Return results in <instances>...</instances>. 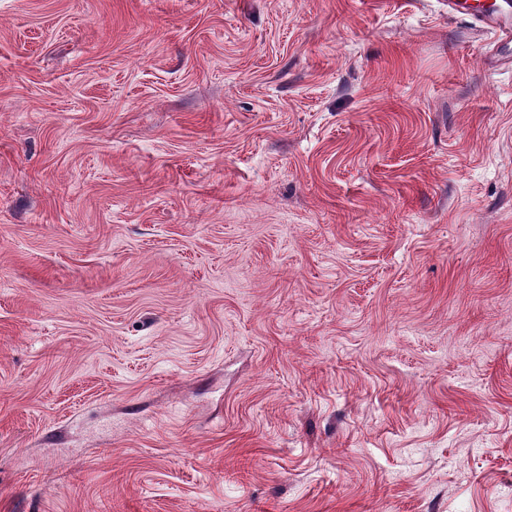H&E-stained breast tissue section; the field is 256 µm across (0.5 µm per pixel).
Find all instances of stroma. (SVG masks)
<instances>
[{
  "label": "stroma",
  "instance_id": "1",
  "mask_svg": "<svg viewBox=\"0 0 512 512\" xmlns=\"http://www.w3.org/2000/svg\"><path fill=\"white\" fill-rule=\"evenodd\" d=\"M441 0H0V512H512V71Z\"/></svg>",
  "mask_w": 512,
  "mask_h": 512
}]
</instances>
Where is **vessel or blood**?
Here are the masks:
<instances>
[{"label": "vessel or blood", "mask_w": 512, "mask_h": 512, "mask_svg": "<svg viewBox=\"0 0 512 512\" xmlns=\"http://www.w3.org/2000/svg\"><path fill=\"white\" fill-rule=\"evenodd\" d=\"M448 11L472 18L490 30L494 37L493 54L512 67V8L506 0H446Z\"/></svg>", "instance_id": "b4317fda"}]
</instances>
